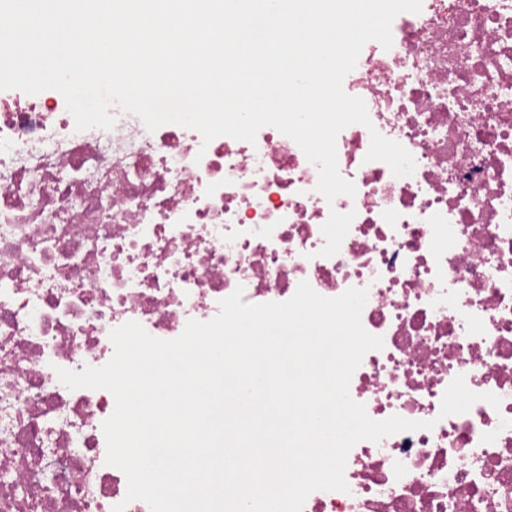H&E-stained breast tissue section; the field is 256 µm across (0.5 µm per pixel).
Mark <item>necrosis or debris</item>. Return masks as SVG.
Returning <instances> with one entry per match:
<instances>
[{"mask_svg":"<svg viewBox=\"0 0 512 512\" xmlns=\"http://www.w3.org/2000/svg\"><path fill=\"white\" fill-rule=\"evenodd\" d=\"M345 77L370 126L336 138L354 196L327 202L318 169L271 126L255 142L176 124L148 131L111 105L76 131L61 93L0 90V512H151L107 465L105 389H69L114 354L112 329L178 337L242 289L247 303L368 289L381 336L349 394L377 421L422 422L349 452L347 491L302 512H512V0H422ZM412 175L366 161L371 131ZM354 212L321 256L331 212ZM479 401L441 416L456 376Z\"/></svg>","mask_w":512,"mask_h":512,"instance_id":"necrosis-or-debris-1","label":"necrosis or debris"}]
</instances>
